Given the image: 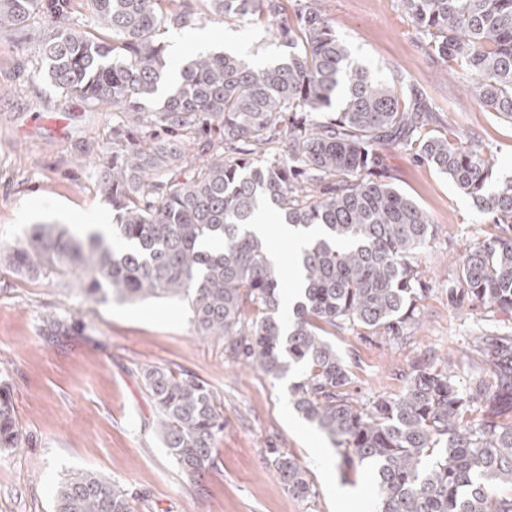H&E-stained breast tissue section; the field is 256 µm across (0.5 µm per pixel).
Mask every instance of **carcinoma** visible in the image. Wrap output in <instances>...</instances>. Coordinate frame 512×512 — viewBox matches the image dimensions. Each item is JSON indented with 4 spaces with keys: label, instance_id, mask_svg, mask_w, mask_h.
<instances>
[{
    "label": "carcinoma",
    "instance_id": "1",
    "mask_svg": "<svg viewBox=\"0 0 512 512\" xmlns=\"http://www.w3.org/2000/svg\"><path fill=\"white\" fill-rule=\"evenodd\" d=\"M89 2L95 26L57 25L38 53L58 89L121 114L112 162L98 178L112 204V238L34 224L0 263L96 302L184 298L197 337L224 340L228 354L273 378L296 371L295 407L329 437L341 465L376 468V512H512V498L491 507L486 490L512 483V422H464L476 404L512 409V340L487 343L489 368L466 385L458 371L426 368L402 394L360 403L328 339V329L348 325L398 336L428 293L420 255L436 227L389 180L384 145L415 147L502 230L467 249L455 305L471 298L512 311V178L492 180L494 159L476 145L421 134L432 111L422 93L354 64L324 0H199L226 23L274 26L287 51L267 64L219 52L178 66L160 36L196 27L201 12L186 0ZM402 2L438 58L464 72L474 101L511 120L512 0ZM69 4L0 0V29L20 30L37 13L58 20ZM262 212L305 241L286 319L282 267L250 229ZM209 240L223 247L202 248ZM45 324L49 336L69 331L58 314ZM143 381L164 447L197 481L224 433L217 396L183 369L146 368ZM22 445L1 387L0 448ZM270 454L288 494L315 495L305 467L277 448ZM53 508L134 512L123 489L90 471L62 480Z\"/></svg>",
    "mask_w": 512,
    "mask_h": 512
}]
</instances>
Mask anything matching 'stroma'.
<instances>
[{
	"label": "stroma",
	"instance_id": "35a3bbf8",
	"mask_svg": "<svg viewBox=\"0 0 512 512\" xmlns=\"http://www.w3.org/2000/svg\"><path fill=\"white\" fill-rule=\"evenodd\" d=\"M329 21L351 58L378 77H406L437 107L433 133L461 144L478 141L495 159L497 177L512 176V123L479 108L466 94L459 66L437 59L401 0H326ZM54 20L33 15L24 29L0 31V249L17 245L31 224L80 229L83 213L112 222L97 189L112 159L117 113L64 94L48 79L37 53ZM226 37L257 62L282 49L267 24L202 21L172 30L167 49ZM392 180L437 227L420 256L429 289L403 335H369L350 326L333 341L352 373L355 398L368 402L401 392L416 369L465 363L481 372V342L512 336V313L476 301L453 305L467 247L497 232L445 176L413 149L383 148ZM60 314L70 335H47L44 320ZM191 371L205 380L224 413L215 462L199 482L179 471L154 428L156 410L143 369ZM279 379L245 369L220 340L195 336L186 302L155 298L93 302L58 280L30 281L0 265V383L9 387L23 447L0 449V512H53L61 479L90 470L134 497L136 512H374L373 472H343L330 440L298 412ZM303 465L315 490L300 500L283 489L270 449Z\"/></svg>",
	"mask_w": 512,
	"mask_h": 512
}]
</instances>
